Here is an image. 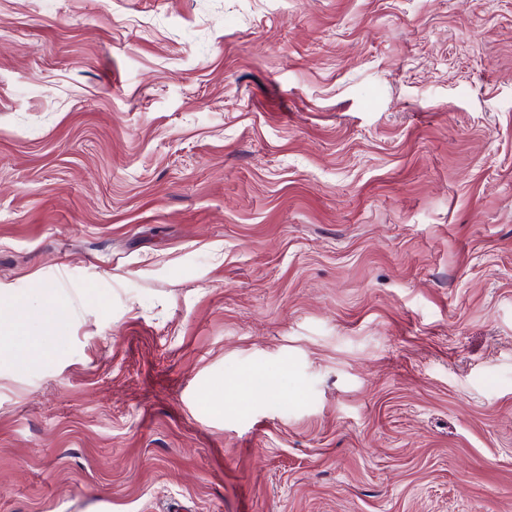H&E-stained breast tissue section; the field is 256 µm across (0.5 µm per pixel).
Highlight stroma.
<instances>
[{
	"instance_id": "1",
	"label": "stroma",
	"mask_w": 512,
	"mask_h": 512,
	"mask_svg": "<svg viewBox=\"0 0 512 512\" xmlns=\"http://www.w3.org/2000/svg\"><path fill=\"white\" fill-rule=\"evenodd\" d=\"M47 290L0 512H512V0H0Z\"/></svg>"
}]
</instances>
